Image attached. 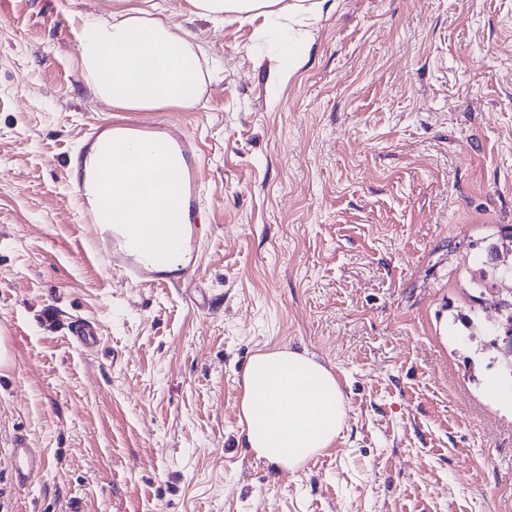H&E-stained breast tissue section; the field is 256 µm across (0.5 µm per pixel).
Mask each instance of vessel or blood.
<instances>
[{
	"mask_svg": "<svg viewBox=\"0 0 512 512\" xmlns=\"http://www.w3.org/2000/svg\"><path fill=\"white\" fill-rule=\"evenodd\" d=\"M121 137L130 146L161 144L172 162L167 180L177 202L161 220L137 223L127 217L123 206L113 203L104 191L102 169L114 149L105 144L108 136ZM201 148L189 132H178L150 121L115 118L87 130L69 168L78 175L76 188L79 221L88 230L85 253L105 258L112 270L129 284H150L161 288L177 286L195 275L200 250L208 227L183 222L182 213L196 214L202 206ZM69 332L79 347H97L99 336L91 323L73 322ZM14 479L27 485L30 476L44 468V453L20 442L12 449Z\"/></svg>",
	"mask_w": 512,
	"mask_h": 512,
	"instance_id": "vessel-or-blood-1",
	"label": "vessel or blood"
}]
</instances>
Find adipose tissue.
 I'll return each instance as SVG.
<instances>
[{"instance_id": "ef3b65f1", "label": "adipose tissue", "mask_w": 512, "mask_h": 512, "mask_svg": "<svg viewBox=\"0 0 512 512\" xmlns=\"http://www.w3.org/2000/svg\"><path fill=\"white\" fill-rule=\"evenodd\" d=\"M191 15L223 21L233 16L274 20L272 40L281 59L295 62L303 50L295 29L298 16H316L318 0H189ZM201 49L174 25L149 16L134 0H108L104 14L83 18L78 35L82 74L94 93L125 112L188 108L205 85ZM160 157L127 160L122 174L106 168L103 178L113 198L136 214L142 184L160 173ZM241 440L256 458L296 471L333 445L347 419L345 395L334 373L308 352L262 351L251 357L240 401Z\"/></svg>"}]
</instances>
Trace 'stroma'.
Returning a JSON list of instances; mask_svg holds the SVG:
<instances>
[{"label": "stroma", "instance_id": "35a3bbf8", "mask_svg": "<svg viewBox=\"0 0 512 512\" xmlns=\"http://www.w3.org/2000/svg\"><path fill=\"white\" fill-rule=\"evenodd\" d=\"M158 2L205 53L200 102L157 114L203 148L189 295L80 248L67 162L113 109L76 32L104 0H0V512H512V405L484 388L512 293L489 253L512 256V0H323L280 84L263 18ZM281 347L348 406L294 473L240 443L245 367ZM19 439L47 456L23 487ZM70 336H73L79 347L91 350L97 347L99 336L90 322L75 321L69 329Z\"/></svg>", "mask_w": 512, "mask_h": 512}]
</instances>
